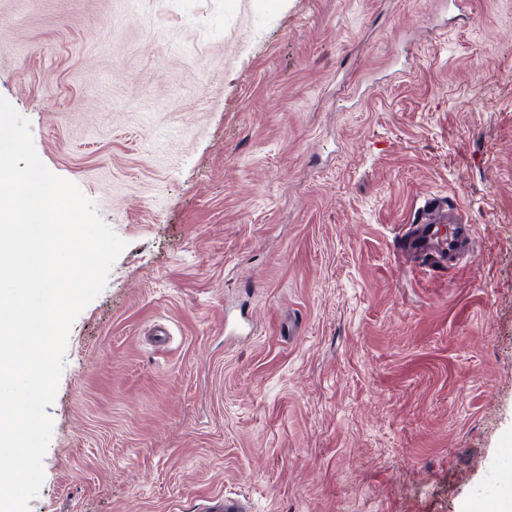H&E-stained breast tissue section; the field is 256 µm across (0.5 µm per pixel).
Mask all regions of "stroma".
I'll list each match as a JSON object with an SVG mask.
<instances>
[{"label":"stroma","mask_w":512,"mask_h":512,"mask_svg":"<svg viewBox=\"0 0 512 512\" xmlns=\"http://www.w3.org/2000/svg\"><path fill=\"white\" fill-rule=\"evenodd\" d=\"M0 96L127 243L28 512L512 485V0H0ZM431 198L456 262L408 250Z\"/></svg>","instance_id":"35a3bbf8"}]
</instances>
